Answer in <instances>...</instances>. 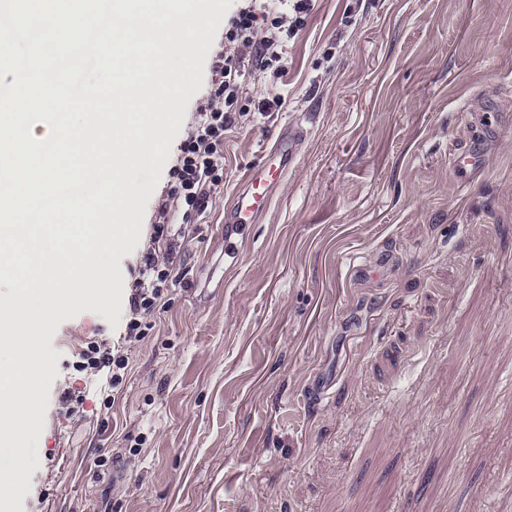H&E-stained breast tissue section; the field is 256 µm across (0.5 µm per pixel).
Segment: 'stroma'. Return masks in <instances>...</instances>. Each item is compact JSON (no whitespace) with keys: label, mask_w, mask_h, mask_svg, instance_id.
<instances>
[{"label":"stroma","mask_w":512,"mask_h":512,"mask_svg":"<svg viewBox=\"0 0 512 512\" xmlns=\"http://www.w3.org/2000/svg\"><path fill=\"white\" fill-rule=\"evenodd\" d=\"M284 67L247 74L111 409L71 363L115 329L59 324L22 512H512V0H316ZM292 122L296 165L204 294L225 208Z\"/></svg>","instance_id":"stroma-1"}]
</instances>
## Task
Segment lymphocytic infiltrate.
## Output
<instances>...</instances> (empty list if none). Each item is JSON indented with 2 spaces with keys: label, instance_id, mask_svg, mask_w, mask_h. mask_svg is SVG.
I'll list each match as a JSON object with an SVG mask.
<instances>
[{
  "label": "lymphocytic infiltrate",
  "instance_id": "obj_1",
  "mask_svg": "<svg viewBox=\"0 0 512 512\" xmlns=\"http://www.w3.org/2000/svg\"><path fill=\"white\" fill-rule=\"evenodd\" d=\"M313 7V0H246L230 17L224 49L211 62L210 97L177 147L170 170L172 186L158 203L156 222L141 254L122 327L124 342L146 336L149 318L173 281L174 241L186 237L187 229L172 223V215L205 214L211 191L224 181V134L244 113L241 101L247 68L253 64L266 68L281 61L285 46L304 26ZM73 367L106 394L122 386L128 359L106 342L91 341L78 352Z\"/></svg>",
  "mask_w": 512,
  "mask_h": 512
}]
</instances>
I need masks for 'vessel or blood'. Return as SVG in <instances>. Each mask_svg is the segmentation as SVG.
Listing matches in <instances>:
<instances>
[{"mask_svg": "<svg viewBox=\"0 0 512 512\" xmlns=\"http://www.w3.org/2000/svg\"><path fill=\"white\" fill-rule=\"evenodd\" d=\"M301 136L299 124L284 125L237 190L224 222L225 277L218 280V287H226L227 275L240 270L244 249L251 243L252 226L267 210L279 183L294 166Z\"/></svg>", "mask_w": 512, "mask_h": 512, "instance_id": "1", "label": "vessel or blood"}]
</instances>
